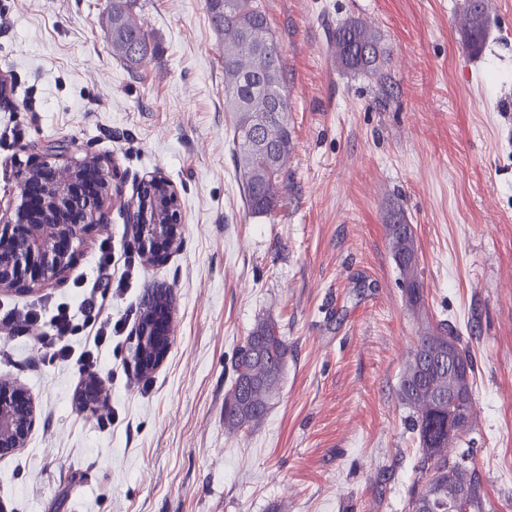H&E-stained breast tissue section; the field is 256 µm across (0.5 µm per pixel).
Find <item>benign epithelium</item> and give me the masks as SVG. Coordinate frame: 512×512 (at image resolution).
<instances>
[{"label": "benign epithelium", "instance_id": "benign-epithelium-1", "mask_svg": "<svg viewBox=\"0 0 512 512\" xmlns=\"http://www.w3.org/2000/svg\"><path fill=\"white\" fill-rule=\"evenodd\" d=\"M95 170L100 193L88 200L72 194V186L88 170ZM161 193L163 218L151 219L150 200L132 207L129 228L137 249L152 262H162L176 253L183 239L184 215L179 194L160 174L148 179ZM38 193L40 208L28 214L30 195ZM112 196V178L101 162L76 158L66 148L50 146L41 162L21 169L17 175L18 204L13 212H0V292H32L46 288L73 264L80 246L92 232L105 228L100 214ZM154 301L171 309L174 292L154 285ZM132 358L138 370H156L167 358L172 342L171 325L158 327L148 313L140 315L134 329ZM92 389L79 392V408L93 412L103 400V384L92 377ZM36 404L22 386L0 379V454L26 447L36 422Z\"/></svg>", "mask_w": 512, "mask_h": 512}]
</instances>
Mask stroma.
Listing matches in <instances>:
<instances>
[{
  "mask_svg": "<svg viewBox=\"0 0 512 512\" xmlns=\"http://www.w3.org/2000/svg\"><path fill=\"white\" fill-rule=\"evenodd\" d=\"M479 54L462 44L464 0H258L282 57L293 136L272 214L248 212L229 148L224 37L205 0H137L155 47L112 55V0H0V205L46 145L115 173L92 233L52 287L0 308L50 319L79 290L107 295L99 352L107 394L81 412L84 377L54 363L34 326L0 330V377L37 421L0 456L8 512H408L420 453L398 399L420 322L386 238L403 209L430 320L457 326L476 364L472 448L492 512H512V0H489ZM367 21L383 78L336 64L328 34ZM159 173L178 189L183 244L150 265L126 211ZM112 263L101 267V247ZM174 291V341L141 375L131 330L144 294ZM288 342L279 390L247 430L224 425L232 357L260 321Z\"/></svg>",
  "mask_w": 512,
  "mask_h": 512,
  "instance_id": "stroma-1",
  "label": "stroma"
}]
</instances>
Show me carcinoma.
I'll use <instances>...</instances> for the list:
<instances>
[{"label":"carcinoma","mask_w":512,"mask_h":512,"mask_svg":"<svg viewBox=\"0 0 512 512\" xmlns=\"http://www.w3.org/2000/svg\"><path fill=\"white\" fill-rule=\"evenodd\" d=\"M216 30L224 34V107L232 114L231 145L246 205L255 215L271 214L277 204V182L286 163L273 166L246 141V129L264 122V138L276 155L289 156L292 135L283 118L288 111L280 50L256 0H206ZM112 55L131 64L149 52V36L126 0H115L106 16ZM489 5L466 0L460 36L468 50L479 53L486 41ZM336 64L354 74L377 76L385 60L381 38L366 24L349 20L336 27L331 40ZM392 259L403 276L406 305L417 314L423 292L416 277L418 248L402 209L385 224ZM288 359V343L272 321L258 323L239 346L232 362L233 381L224 396V425L237 432L264 418L279 389ZM475 364L469 346L448 323L421 327L417 344L402 371L399 399L409 409V426L419 442L418 476L409 494L408 512H448V495L463 490L462 512H486L484 480L466 461L470 449L460 442L474 425L475 401L466 415L448 426V395L465 388L473 395ZM458 452L452 456L449 449Z\"/></svg>","instance_id":"carcinoma-1"}]
</instances>
